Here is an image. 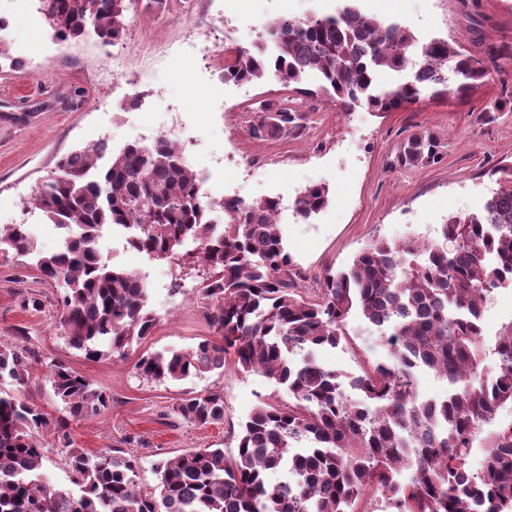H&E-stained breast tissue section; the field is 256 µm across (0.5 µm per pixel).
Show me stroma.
Wrapping results in <instances>:
<instances>
[{
	"label": "stroma",
	"mask_w": 512,
	"mask_h": 512,
	"mask_svg": "<svg viewBox=\"0 0 512 512\" xmlns=\"http://www.w3.org/2000/svg\"><path fill=\"white\" fill-rule=\"evenodd\" d=\"M342 0H168L165 12L146 11L136 0L126 34L113 59L92 35L62 43L42 13L17 4L6 50L17 68L0 70V225L29 223L40 251L59 248L52 226L29 214L26 200L45 183L63 156L107 140L113 149L146 132H175L195 171L209 174L214 193L251 202L276 197L285 244L312 294L325 271L347 268L372 241L402 243L439 239L448 216L479 213L499 188L498 168L512 162V112L486 118L490 104L512 100V64L493 70L488 82L459 97H422L394 112L358 106L343 110L335 96L301 94L274 74L257 82H224V48H252L266 24L335 13ZM359 10L384 24L410 31L417 43L445 39L472 49L512 47V0H356ZM209 39L211 61L184 51L187 42ZM298 112L304 133L263 142L249 128L281 105ZM437 134L438 162L404 166V140L418 131ZM326 186L328 206L310 219L294 213L297 194ZM113 266L143 275L148 307L157 316L151 336L125 359H88L72 348L59 323L60 287L32 260L0 256V342L25 333L32 363L25 397L49 414L59 405L47 381L59 361L110 397L98 417L70 425L74 447L93 453L122 448L140 462L139 483L155 487L154 464L190 448L234 454L239 426L263 401L286 399L284 387L258 373L216 370L180 382L155 384L135 373L147 352L188 350L214 333L200 288L209 271L198 263L149 258L114 247ZM41 311L22 308L24 298ZM350 345L318 352L326 366L346 376L386 359L381 328L359 318L346 326ZM224 395V422L198 427L175 418L173 402L189 391Z\"/></svg>",
	"instance_id": "1"
}]
</instances>
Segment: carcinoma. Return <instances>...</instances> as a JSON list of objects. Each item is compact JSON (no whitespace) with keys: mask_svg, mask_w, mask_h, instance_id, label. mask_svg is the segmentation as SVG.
Here are the masks:
<instances>
[{"mask_svg":"<svg viewBox=\"0 0 512 512\" xmlns=\"http://www.w3.org/2000/svg\"><path fill=\"white\" fill-rule=\"evenodd\" d=\"M41 12L61 42L94 34L110 46L123 39L134 0H40ZM269 43L239 49L224 65L226 82L251 83L273 72L286 86L314 79L350 109L366 104L392 112L422 94L464 96L485 84L481 57L444 39L422 47L410 61L414 37L361 13L353 0L334 15L280 18L266 25ZM412 69L410 78L380 89L382 70ZM252 138L303 134L296 113L284 107L252 124ZM430 131L411 134L399 161L426 166L440 157ZM107 159L103 168L98 161ZM502 185L483 210L451 216L440 242L376 240L340 271H327L317 295L295 284V262L278 221L280 202L237 198L213 205L198 175L173 141L136 143L114 153L107 142L60 159L52 177L27 204L69 236L65 249L37 250L29 225L0 226V243L17 257L33 255L42 275L62 283L60 323L70 344L89 359L123 358L153 332L140 275L113 267L97 254L107 226L134 230L132 247L155 259H176L184 242L199 243L212 270L201 293L219 339L187 351L154 352L135 364L157 384L233 368L260 373L286 387L288 401H265L249 414L236 454L191 448L154 465L156 488L137 480V457L114 448L92 454L73 447L68 421L98 416L109 397L69 366L49 364V382L65 415L56 418L30 403L26 349L0 342V380L17 393L0 394V512H369L368 500L389 512H512V323L486 344L481 325L495 290L512 287V166L498 168ZM329 189L312 185L295 200L309 218L329 203ZM224 214L217 229L210 217ZM358 315L387 330L389 358L368 364L351 379L316 358L348 340L347 319ZM495 374L485 376L488 354ZM448 383V394L423 400L415 368ZM173 412L200 427L224 421V397L188 392ZM50 430L68 449L72 488L57 489L42 473L41 435ZM485 437L487 457L471 464L474 442ZM284 471L273 483L269 474Z\"/></svg>","mask_w":512,"mask_h":512,"instance_id":"1","label":"carcinoma"}]
</instances>
